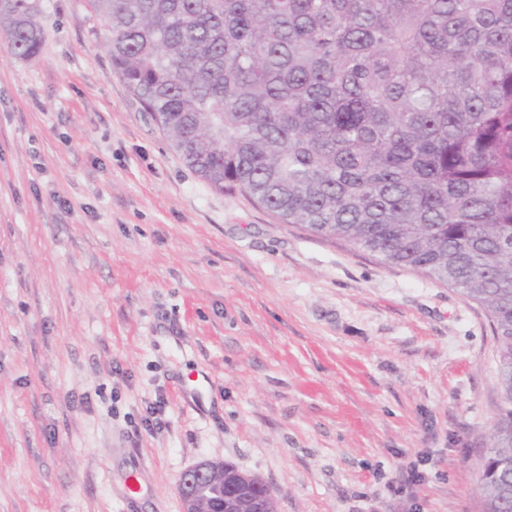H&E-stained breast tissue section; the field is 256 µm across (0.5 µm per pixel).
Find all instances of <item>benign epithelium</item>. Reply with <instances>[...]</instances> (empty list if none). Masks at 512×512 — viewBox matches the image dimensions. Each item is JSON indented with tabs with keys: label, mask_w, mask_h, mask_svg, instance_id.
Masks as SVG:
<instances>
[{
	"label": "benign epithelium",
	"mask_w": 512,
	"mask_h": 512,
	"mask_svg": "<svg viewBox=\"0 0 512 512\" xmlns=\"http://www.w3.org/2000/svg\"><path fill=\"white\" fill-rule=\"evenodd\" d=\"M184 512H272L274 496L261 479L246 476L222 461L203 460L185 469L177 481Z\"/></svg>",
	"instance_id": "7a95c632"
}]
</instances>
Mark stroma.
I'll list each match as a JSON object with an SVG mask.
<instances>
[{
	"mask_svg": "<svg viewBox=\"0 0 512 512\" xmlns=\"http://www.w3.org/2000/svg\"><path fill=\"white\" fill-rule=\"evenodd\" d=\"M42 26L35 60L0 44V512H182L204 459L276 512H482L488 311L211 189L91 0Z\"/></svg>",
	"mask_w": 512,
	"mask_h": 512,
	"instance_id": "1",
	"label": "stroma"
}]
</instances>
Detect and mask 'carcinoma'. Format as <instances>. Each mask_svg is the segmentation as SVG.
Masks as SVG:
<instances>
[{
    "label": "carcinoma",
    "instance_id": "1",
    "mask_svg": "<svg viewBox=\"0 0 512 512\" xmlns=\"http://www.w3.org/2000/svg\"><path fill=\"white\" fill-rule=\"evenodd\" d=\"M0 33L39 53L42 0ZM112 69L212 189L489 312L502 397L479 490L512 512V0H92Z\"/></svg>",
    "mask_w": 512,
    "mask_h": 512
}]
</instances>
